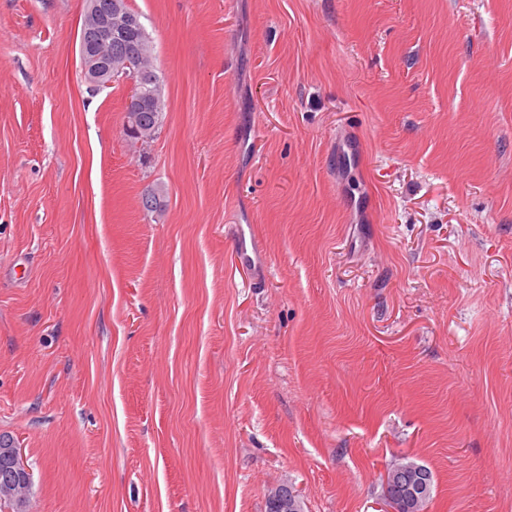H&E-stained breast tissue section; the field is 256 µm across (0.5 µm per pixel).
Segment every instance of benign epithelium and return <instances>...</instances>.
I'll return each mask as SVG.
<instances>
[{
	"label": "benign epithelium",
	"mask_w": 512,
	"mask_h": 512,
	"mask_svg": "<svg viewBox=\"0 0 512 512\" xmlns=\"http://www.w3.org/2000/svg\"><path fill=\"white\" fill-rule=\"evenodd\" d=\"M118 0H91V27L87 30L83 57L95 61L84 68L87 83L92 87L109 86L117 78L112 65L100 60V49L111 43L125 45V37L138 23L124 20L122 27H112V15L119 13ZM429 475L419 465L404 474L401 485V506L411 512L413 505L427 494ZM33 485V473L23 460L15 441L0 434V502L8 504L6 512H28V495ZM272 512H301V504L288 491V486H278L269 492Z\"/></svg>",
	"instance_id": "benign-epithelium-1"
}]
</instances>
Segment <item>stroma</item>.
I'll use <instances>...</instances> for the list:
<instances>
[{
	"mask_svg": "<svg viewBox=\"0 0 512 512\" xmlns=\"http://www.w3.org/2000/svg\"><path fill=\"white\" fill-rule=\"evenodd\" d=\"M0 0V432L31 512H512V0ZM164 192L146 211V189ZM252 241V274L236 263ZM90 2L91 27L89 30H87L83 42V57L86 59H91L93 61L99 60L100 49L105 45L112 44L113 38L115 44H120L124 47L126 60L124 62L122 56L120 57L114 54L115 48L112 45L111 64L105 61H98L93 66L84 68L87 83L92 87L111 85L112 82L117 78L116 73L113 72L112 75V69H118L122 67L123 62L124 66H131L133 64L137 68L140 78L143 80L146 74L144 73V70L141 66L138 55L143 62H145L148 65L154 66L155 47L153 41L147 34L140 20L139 13L134 11L126 0V11L129 14L135 16L140 23V29H138L137 32L134 34V45L138 53L137 55L136 53H133L128 49L124 41L127 33L131 30L136 29V27L138 26L136 20L125 18L121 28H112V25L115 24L114 18L112 24V15L119 14L120 10L118 1L91 0ZM131 85V95L127 101L128 113H125L123 124L125 135L135 143L148 144L156 137L163 121L165 103L161 95L160 80L156 75L155 82H149L143 90L153 103V108L147 112H141L143 100L133 96V83ZM133 112H141V118L134 117ZM415 462H406V463H398L396 465H392L386 473L385 482H384V497L386 502L393 509H398L400 511L396 512H411L413 505L421 498L422 499L414 512H425L428 507V504L432 498V485H433V475L432 472L428 469V472L424 466H416L409 470L408 473L404 475V482L401 485V501L395 498L394 490L391 488L390 483L393 475L401 470L406 469L407 467L412 466ZM429 473V475H428ZM428 479H429V487H428ZM428 488V492H427ZM404 510L400 509L399 505ZM273 512H301V504L288 491V486H278L269 493Z\"/></svg>",
	"mask_w": 512,
	"mask_h": 512,
	"instance_id": "obj_1",
	"label": "stroma"
}]
</instances>
